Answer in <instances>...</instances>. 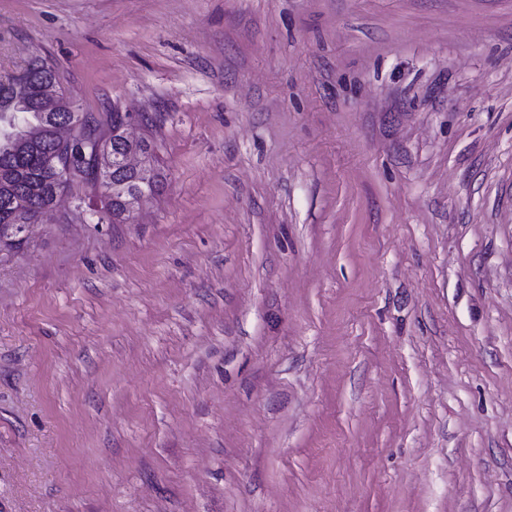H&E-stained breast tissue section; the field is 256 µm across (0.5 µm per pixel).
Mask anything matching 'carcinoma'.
<instances>
[{"mask_svg":"<svg viewBox=\"0 0 512 512\" xmlns=\"http://www.w3.org/2000/svg\"><path fill=\"white\" fill-rule=\"evenodd\" d=\"M51 95L55 99L53 109L41 111L42 102ZM22 106L26 130L17 140H0V242L10 248L22 245V239L13 234V225L31 218L32 210L51 198L56 169L68 157V148L61 147L54 138V127L68 118L77 103L62 88L55 65L38 57L20 73L0 74V123L16 122ZM123 119L124 113L116 111L98 116L86 113L89 130L102 135L106 168L95 176L92 167L75 165L66 178L68 186L76 182L102 188L106 205L101 208V223H122L133 194L144 190L154 195L162 186L160 175L143 180L137 171L116 162V156L130 152L141 153L150 167L155 161L150 140L127 142L115 134Z\"/></svg>","mask_w":512,"mask_h":512,"instance_id":"obj_1","label":"carcinoma"}]
</instances>
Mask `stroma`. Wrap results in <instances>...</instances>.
<instances>
[{
  "label": "stroma",
  "instance_id": "stroma-1",
  "mask_svg": "<svg viewBox=\"0 0 512 512\" xmlns=\"http://www.w3.org/2000/svg\"><path fill=\"white\" fill-rule=\"evenodd\" d=\"M162 189L0 250V512H512V0H0V73Z\"/></svg>",
  "mask_w": 512,
  "mask_h": 512
}]
</instances>
